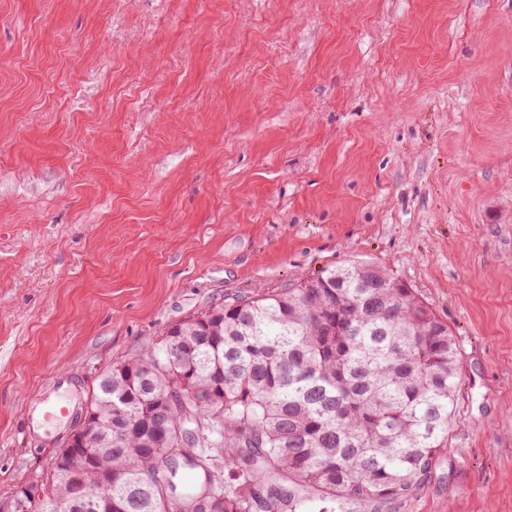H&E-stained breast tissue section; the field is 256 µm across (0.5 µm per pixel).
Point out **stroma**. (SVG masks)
<instances>
[{
    "label": "stroma",
    "instance_id": "stroma-1",
    "mask_svg": "<svg viewBox=\"0 0 512 512\" xmlns=\"http://www.w3.org/2000/svg\"><path fill=\"white\" fill-rule=\"evenodd\" d=\"M351 261L453 333L448 438L383 512H512V0H0V512L57 370Z\"/></svg>",
    "mask_w": 512,
    "mask_h": 512
}]
</instances>
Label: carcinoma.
Wrapping results in <instances>:
<instances>
[{"label":"carcinoma","mask_w":512,"mask_h":512,"mask_svg":"<svg viewBox=\"0 0 512 512\" xmlns=\"http://www.w3.org/2000/svg\"><path fill=\"white\" fill-rule=\"evenodd\" d=\"M448 325L409 285L350 262L224 300L107 366L80 454L41 484L112 512H350L399 501L443 448L459 381ZM14 512H57L22 488Z\"/></svg>","instance_id":"obj_1"}]
</instances>
